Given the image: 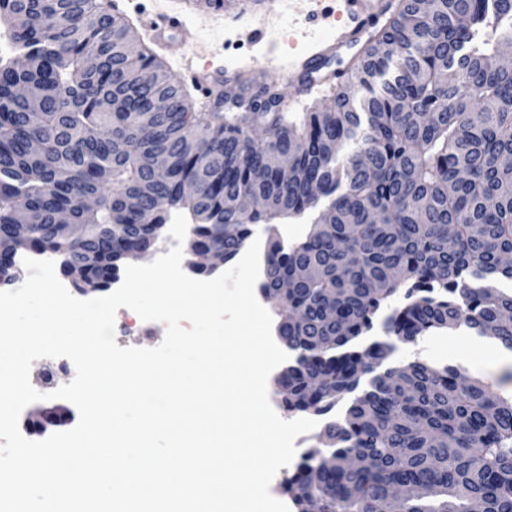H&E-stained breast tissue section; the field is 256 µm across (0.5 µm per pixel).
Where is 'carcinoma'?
Segmentation results:
<instances>
[{"mask_svg": "<svg viewBox=\"0 0 512 512\" xmlns=\"http://www.w3.org/2000/svg\"><path fill=\"white\" fill-rule=\"evenodd\" d=\"M0 22L25 59H0V239L15 256L79 263L77 286L104 291L173 211L189 252L227 262L254 225L316 211L302 241L269 240L262 282L289 284L283 406L322 416L346 400L285 481L298 512H512V397L456 366L388 363L461 325L512 352V69L492 65L512 0H397L352 85L299 117L278 92L263 112L196 111L97 0H0ZM129 197L166 207L143 224Z\"/></svg>", "mask_w": 512, "mask_h": 512, "instance_id": "cac0c4a2", "label": "carcinoma"}]
</instances>
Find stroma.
Listing matches in <instances>:
<instances>
[{
  "label": "stroma",
  "mask_w": 512,
  "mask_h": 512,
  "mask_svg": "<svg viewBox=\"0 0 512 512\" xmlns=\"http://www.w3.org/2000/svg\"><path fill=\"white\" fill-rule=\"evenodd\" d=\"M181 4L182 0H112L111 11L138 28L144 19L184 10L183 51L167 58L166 65L194 102H201L202 94L183 79L192 66L228 69L246 79L264 73L285 99L292 101L296 112L310 111L333 98V90L321 87L302 94L300 84L291 77L301 73L316 43L336 37L343 23L344 0H272L267 11L256 16L210 7L202 0L186 10ZM496 349L494 340L475 338L461 328L450 334L434 331L418 337L416 342L399 346L394 358L401 363L418 360L458 366L512 394V380H502L486 366V354Z\"/></svg>",
  "instance_id": "obj_1"
}]
</instances>
